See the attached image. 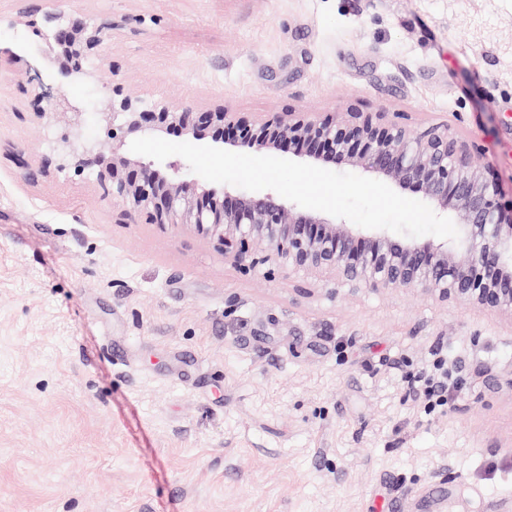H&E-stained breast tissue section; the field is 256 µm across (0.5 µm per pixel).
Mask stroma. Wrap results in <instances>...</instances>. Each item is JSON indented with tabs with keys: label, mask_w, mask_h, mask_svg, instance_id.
I'll use <instances>...</instances> for the list:
<instances>
[{
	"label": "stroma",
	"mask_w": 512,
	"mask_h": 512,
	"mask_svg": "<svg viewBox=\"0 0 512 512\" xmlns=\"http://www.w3.org/2000/svg\"><path fill=\"white\" fill-rule=\"evenodd\" d=\"M108 27L88 79L23 12ZM112 85L260 120L446 124L512 198V0H0V512H512V318L245 271L60 168ZM446 360L448 403L411 382Z\"/></svg>",
	"instance_id": "obj_1"
}]
</instances>
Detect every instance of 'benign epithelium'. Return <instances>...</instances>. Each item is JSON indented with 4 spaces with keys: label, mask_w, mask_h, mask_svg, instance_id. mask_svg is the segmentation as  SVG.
<instances>
[{
    "label": "benign epithelium",
    "mask_w": 512,
    "mask_h": 512,
    "mask_svg": "<svg viewBox=\"0 0 512 512\" xmlns=\"http://www.w3.org/2000/svg\"><path fill=\"white\" fill-rule=\"evenodd\" d=\"M49 37L67 75H86L83 62L106 49L108 35L78 17L45 16ZM35 115L44 114L48 92L31 87ZM53 111L64 122L59 169H97L104 196L143 216L149 224H187L224 247L239 244L234 262L245 270L275 264L290 274H331L339 285L389 290L421 288L441 301L483 306L512 318V201L474 165L475 144L446 125L419 132L382 115L349 112L321 120L310 112L246 122L219 107L157 103L114 86L99 121L110 142L83 133L81 112L70 101ZM179 130L185 139L251 155L299 160L328 170L352 168L396 190L421 193L420 201L449 217L459 239L443 242L393 238L385 230L361 228L343 218L286 204L268 190L218 192L180 174L175 161L145 163L125 147L146 136Z\"/></svg>",
    "instance_id": "obj_1"
}]
</instances>
